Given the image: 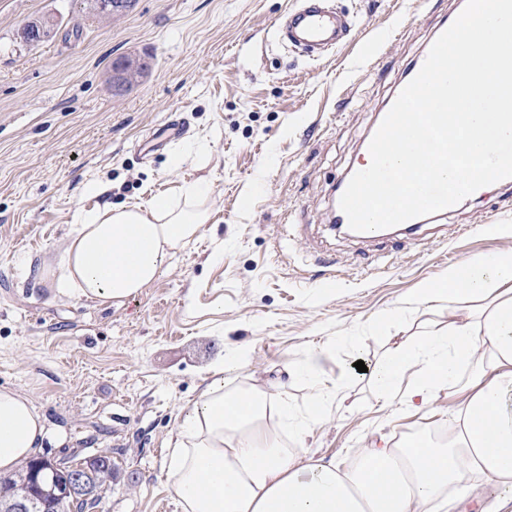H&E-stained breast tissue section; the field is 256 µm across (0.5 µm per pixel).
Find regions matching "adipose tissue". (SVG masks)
<instances>
[{
  "label": "adipose tissue",
  "instance_id": "ef3b65f1",
  "mask_svg": "<svg viewBox=\"0 0 512 512\" xmlns=\"http://www.w3.org/2000/svg\"><path fill=\"white\" fill-rule=\"evenodd\" d=\"M206 201V191L191 186L179 202L161 197L76 214L58 262L42 273L75 299L124 303L206 223ZM421 297L447 307L452 321L394 344L370 374L387 407L426 406L440 388L459 386L464 398L447 443H373L358 464L338 468L297 446L327 413L324 354L302 367L313 393L301 418L261 388L225 392L218 364L179 419L168 454L183 512H455L477 479L499 492L491 512H512V253L467 261ZM287 437L293 447L284 446ZM44 438L32 400L0 387V471H13Z\"/></svg>",
  "mask_w": 512,
  "mask_h": 512
}]
</instances>
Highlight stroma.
<instances>
[{
	"mask_svg": "<svg viewBox=\"0 0 512 512\" xmlns=\"http://www.w3.org/2000/svg\"><path fill=\"white\" fill-rule=\"evenodd\" d=\"M298 3L137 0L100 19L86 0H0V387L41 412L42 455L111 457L120 476L91 512L176 503V418L221 362L226 391L264 388L303 410L310 383L283 365L328 348L335 400L303 448L343 467L381 437L440 440L462 399L446 388L432 411L381 426V393L354 364L447 325V309L421 304L419 291L512 252V187L466 199L414 240L330 227L336 183L458 0H332L352 30L318 61L276 33ZM38 18L56 22L54 37L24 43L18 29ZM143 53L148 74L113 92V60ZM180 119L184 134L167 139ZM188 183L207 186L208 221L124 305L78 301L40 279L76 212L175 198Z\"/></svg>",
	"mask_w": 512,
	"mask_h": 512,
	"instance_id": "1",
	"label": "stroma"
}]
</instances>
